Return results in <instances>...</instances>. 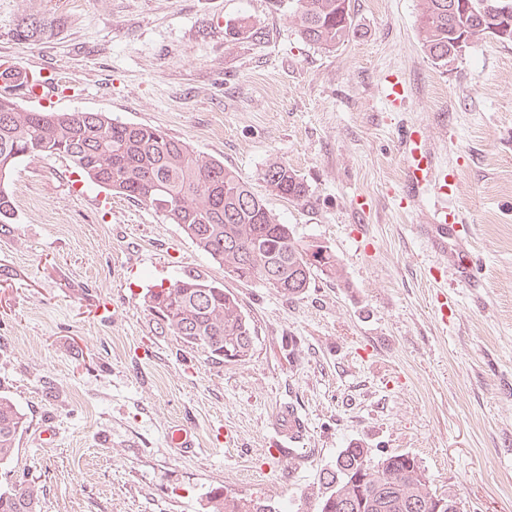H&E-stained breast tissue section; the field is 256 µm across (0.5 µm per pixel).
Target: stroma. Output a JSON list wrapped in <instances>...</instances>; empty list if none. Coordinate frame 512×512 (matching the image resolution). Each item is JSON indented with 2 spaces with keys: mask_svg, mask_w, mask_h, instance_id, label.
<instances>
[{
  "mask_svg": "<svg viewBox=\"0 0 512 512\" xmlns=\"http://www.w3.org/2000/svg\"><path fill=\"white\" fill-rule=\"evenodd\" d=\"M352 5L356 37L324 49L300 38L288 0H0V61L42 67L55 88L44 109L186 140L343 269L291 299L240 283L66 160H23L8 182L16 224L0 235V392L27 431L1 486L35 484L41 512H206L216 487L318 512L321 469L357 443L415 456L464 512H512V43L488 37L441 65L420 44L421 0ZM26 13L64 25L22 44ZM243 16L264 40L226 35ZM390 75L405 88L395 102ZM412 124L447 166L444 204L483 259L481 295L416 232L436 201L405 197ZM279 159L307 204L267 193L261 174ZM191 274L238 297L255 326L246 361L186 348L144 306ZM283 406L304 423L287 452ZM181 423L197 432L188 456L167 440Z\"/></svg>",
  "mask_w": 512,
  "mask_h": 512,
  "instance_id": "1",
  "label": "stroma"
}]
</instances>
